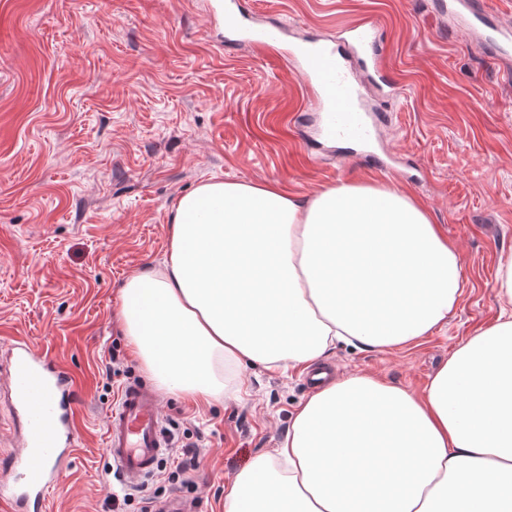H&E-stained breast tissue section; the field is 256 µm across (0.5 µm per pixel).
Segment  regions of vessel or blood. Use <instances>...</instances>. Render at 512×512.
Instances as JSON below:
<instances>
[{
  "label": "vessel or blood",
  "mask_w": 512,
  "mask_h": 512,
  "mask_svg": "<svg viewBox=\"0 0 512 512\" xmlns=\"http://www.w3.org/2000/svg\"><path fill=\"white\" fill-rule=\"evenodd\" d=\"M448 8L461 16L467 28L481 27L490 42L512 47V28L499 27L493 17L472 0H450ZM237 0L224 3V41L247 42L265 48L282 40L280 27H243ZM377 24L359 22L340 30L335 43H311L292 59L301 78L315 87L324 104L319 134L327 140H365L369 135L362 92L341 62L343 49H352L362 71L376 85H385L377 54ZM7 385L10 422L18 429V448L0 469V512H47L52 493L72 468L80 437L78 383L47 351L26 337L12 340L8 349ZM105 451L127 486L141 485L152 476L167 441L162 429L160 400L143 381L122 387L107 416Z\"/></svg>",
  "instance_id": "1"
}]
</instances>
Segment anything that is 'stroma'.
Instances as JSON below:
<instances>
[{
    "label": "stroma",
    "mask_w": 512,
    "mask_h": 512,
    "mask_svg": "<svg viewBox=\"0 0 512 512\" xmlns=\"http://www.w3.org/2000/svg\"><path fill=\"white\" fill-rule=\"evenodd\" d=\"M248 26L334 40L374 21L397 88L371 99L373 141L314 139V91L283 54L224 42L212 0H0V363L13 337L79 381L81 440L50 512H113L107 413L148 375L117 324L128 273L160 269L177 199L211 179L273 181L308 196L346 181L391 185L434 217L465 288L447 325L393 352L336 347L337 376L419 392L455 348L495 323L512 253V57L495 56L442 0H240ZM303 368L246 365L242 398L161 397L170 451L198 442L194 489L153 477L143 494L224 512V486L275 448L309 394Z\"/></svg>",
    "instance_id": "35a3bbf8"
}]
</instances>
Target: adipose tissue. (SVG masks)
<instances>
[{
    "instance_id": "ef3b65f1",
    "label": "adipose tissue",
    "mask_w": 512,
    "mask_h": 512,
    "mask_svg": "<svg viewBox=\"0 0 512 512\" xmlns=\"http://www.w3.org/2000/svg\"><path fill=\"white\" fill-rule=\"evenodd\" d=\"M161 269L129 275L117 317L159 389L240 399L244 364L312 365L337 344L391 351L445 325L458 251L409 194L345 182L304 197L210 180L182 196ZM512 313L459 345L415 394L378 376L328 382L272 452L224 489V512H512Z\"/></svg>"
}]
</instances>
